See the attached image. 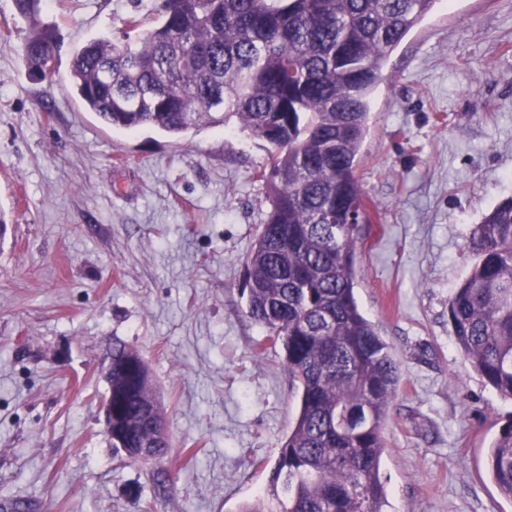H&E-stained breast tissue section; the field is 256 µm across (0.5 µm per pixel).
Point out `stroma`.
I'll return each mask as SVG.
<instances>
[{
	"label": "stroma",
	"instance_id": "35a3bbf8",
	"mask_svg": "<svg viewBox=\"0 0 512 512\" xmlns=\"http://www.w3.org/2000/svg\"><path fill=\"white\" fill-rule=\"evenodd\" d=\"M164 0H44L61 44L30 77L0 0V512H240L299 402L246 314L245 261L271 208L265 142L237 118L182 138L105 127L70 90L76 48ZM357 174L369 199L356 297L399 363L386 512H512L487 473L512 417L465 358L448 298L473 224L512 197V0H442L382 64ZM149 367L168 448L104 432L113 340Z\"/></svg>",
	"mask_w": 512,
	"mask_h": 512
}]
</instances>
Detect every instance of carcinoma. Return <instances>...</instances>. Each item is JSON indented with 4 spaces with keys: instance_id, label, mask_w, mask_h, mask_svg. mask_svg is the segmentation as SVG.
I'll use <instances>...</instances> for the list:
<instances>
[{
    "instance_id": "cac0c4a2",
    "label": "carcinoma",
    "mask_w": 512,
    "mask_h": 512,
    "mask_svg": "<svg viewBox=\"0 0 512 512\" xmlns=\"http://www.w3.org/2000/svg\"><path fill=\"white\" fill-rule=\"evenodd\" d=\"M42 0H15L31 29V74L57 52ZM441 0H164L73 57L71 91L107 126L174 138L234 116L270 146L259 171L271 197L246 259L247 314L281 347L300 398L263 496L241 512H384L383 428L401 375L391 347L356 300L357 176L382 63ZM476 256L448 298V324L473 368L512 398V198L471 230ZM158 403L140 354L112 343V447L129 459L130 424ZM487 468L512 498V419Z\"/></svg>"
}]
</instances>
